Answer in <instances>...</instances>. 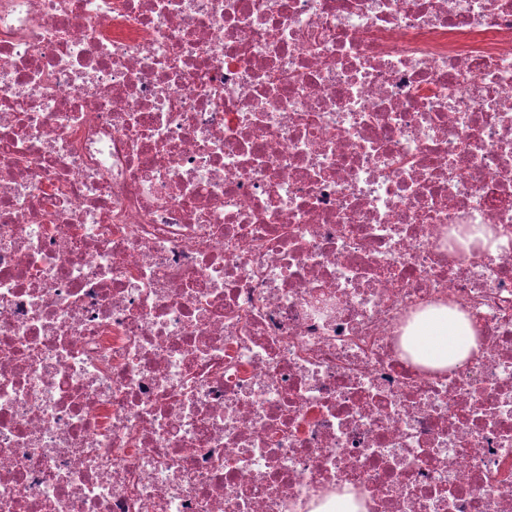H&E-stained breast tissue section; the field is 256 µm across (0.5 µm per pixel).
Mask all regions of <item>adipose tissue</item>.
Returning a JSON list of instances; mask_svg holds the SVG:
<instances>
[{"label":"adipose tissue","mask_w":512,"mask_h":512,"mask_svg":"<svg viewBox=\"0 0 512 512\" xmlns=\"http://www.w3.org/2000/svg\"><path fill=\"white\" fill-rule=\"evenodd\" d=\"M407 347L414 361L445 369L464 362L476 349L475 328L464 315L435 310L411 326Z\"/></svg>","instance_id":"ef3b65f1"}]
</instances>
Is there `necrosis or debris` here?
Segmentation results:
<instances>
[{"label":"necrosis or debris","instance_id":"4bbe7bcc","mask_svg":"<svg viewBox=\"0 0 512 512\" xmlns=\"http://www.w3.org/2000/svg\"><path fill=\"white\" fill-rule=\"evenodd\" d=\"M343 491L512 512V0H0V512ZM467 238V242H464L466 246L473 245L481 248L488 254H496L498 240L495 238L492 229L484 226L472 227ZM475 336V328L467 317L444 308L417 319L406 341L414 361L448 369L464 362L477 348Z\"/></svg>","mask_w":512,"mask_h":512}]
</instances>
